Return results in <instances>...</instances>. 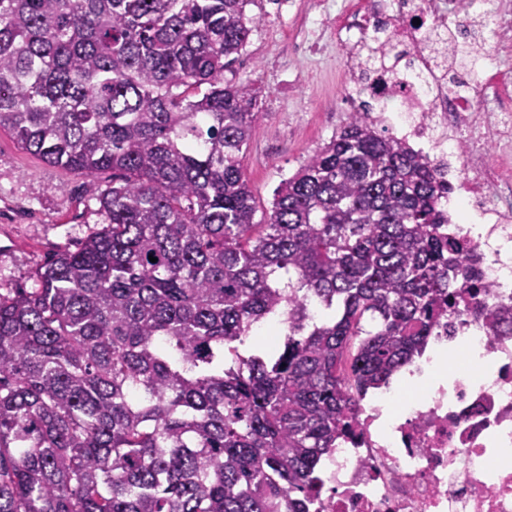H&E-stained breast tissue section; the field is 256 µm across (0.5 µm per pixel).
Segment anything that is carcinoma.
I'll list each match as a JSON object with an SVG mask.
<instances>
[{
  "mask_svg": "<svg viewBox=\"0 0 512 512\" xmlns=\"http://www.w3.org/2000/svg\"><path fill=\"white\" fill-rule=\"evenodd\" d=\"M254 2L0 0V132L112 171L103 229L0 297V512H308L361 398L462 301L512 327L441 176L359 112L255 220L261 113L224 82ZM398 61L378 37L362 76Z\"/></svg>",
  "mask_w": 512,
  "mask_h": 512,
  "instance_id": "1",
  "label": "carcinoma"
}]
</instances>
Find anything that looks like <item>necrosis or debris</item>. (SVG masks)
<instances>
[{
    "label": "necrosis or debris",
    "mask_w": 512,
    "mask_h": 512,
    "mask_svg": "<svg viewBox=\"0 0 512 512\" xmlns=\"http://www.w3.org/2000/svg\"><path fill=\"white\" fill-rule=\"evenodd\" d=\"M323 24L336 32L347 58L374 36H391L410 65L399 77L364 80L347 72L351 102H366L388 128L414 139L432 164L450 165L466 153L475 177L450 166L461 211L473 210L486 225H460L481 257L489 302L512 307V261L504 262L490 240L512 244V89L490 74L492 59L477 58L474 77L491 88L497 109L475 112L468 99L448 90V76L424 47L434 30L460 22L464 0H345L339 11L314 0ZM499 148L488 160V144ZM441 375L397 414L388 408L402 394L391 382L363 397L353 435L339 438L322 459L323 495L313 512H512V330L492 332L482 317L462 313L440 327L426 350L405 369L421 377Z\"/></svg>",
    "instance_id": "1"
}]
</instances>
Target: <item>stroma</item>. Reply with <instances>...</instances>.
<instances>
[{
  "mask_svg": "<svg viewBox=\"0 0 512 512\" xmlns=\"http://www.w3.org/2000/svg\"><path fill=\"white\" fill-rule=\"evenodd\" d=\"M248 42L224 72L248 84L262 114L241 155L243 174L259 211L279 181L293 174L349 120L346 62L335 36L321 30L312 0H256ZM320 32V47L296 56L292 41ZM111 172L88 179L46 164L0 134V293L31 289L35 273L54 254L75 250L104 224L96 200Z\"/></svg>",
  "mask_w": 512,
  "mask_h": 512,
  "instance_id": "obj_1",
  "label": "stroma"
}]
</instances>
